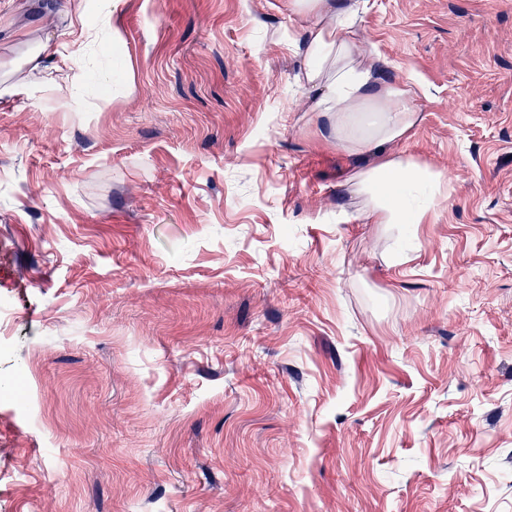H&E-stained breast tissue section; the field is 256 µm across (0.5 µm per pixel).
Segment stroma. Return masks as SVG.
<instances>
[{
  "instance_id": "obj_1",
  "label": "stroma",
  "mask_w": 512,
  "mask_h": 512,
  "mask_svg": "<svg viewBox=\"0 0 512 512\" xmlns=\"http://www.w3.org/2000/svg\"><path fill=\"white\" fill-rule=\"evenodd\" d=\"M0 512H512V0H369L428 223L340 220L288 0H0ZM119 41H112L111 30ZM88 28L83 13L77 11L71 17L69 25L61 35L70 37V43L67 45L77 49L76 52H80L84 40L89 37ZM24 44L32 45L31 50L23 56L19 66L13 65L10 70L4 73V82L10 80L23 67L30 73L38 71L42 68L44 60H54L55 68L59 71L71 69L73 56L76 52L67 53L60 50V46L56 43V36L53 33H47L44 38L39 39L27 38L24 40Z\"/></svg>"
}]
</instances>
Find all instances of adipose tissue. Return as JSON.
I'll use <instances>...</instances> for the list:
<instances>
[{
  "mask_svg": "<svg viewBox=\"0 0 512 512\" xmlns=\"http://www.w3.org/2000/svg\"><path fill=\"white\" fill-rule=\"evenodd\" d=\"M368 0H289L295 16L307 19L308 65L304 70L312 111L323 113L336 132V144L348 155L369 162L347 174L345 186L362 198L357 220L366 224H422L447 196L446 176L433 166L397 151L422 121L415 104L421 86L415 72L390 83L380 76L378 58L359 36L360 14ZM70 51L54 34L32 40L22 58L28 73L54 61L57 70L70 68L72 49L89 36L82 12H75L64 31Z\"/></svg>",
  "mask_w": 512,
  "mask_h": 512,
  "instance_id": "1",
  "label": "adipose tissue"
}]
</instances>
